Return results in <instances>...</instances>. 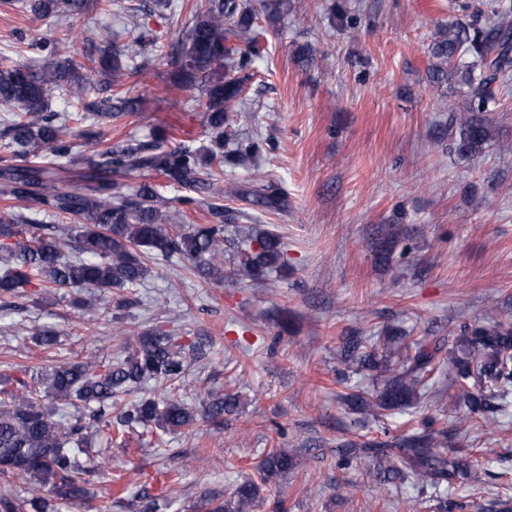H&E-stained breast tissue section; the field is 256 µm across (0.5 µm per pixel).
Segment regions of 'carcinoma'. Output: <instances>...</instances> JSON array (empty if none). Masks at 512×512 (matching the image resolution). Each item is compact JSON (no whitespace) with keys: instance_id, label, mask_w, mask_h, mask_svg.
Instances as JSON below:
<instances>
[{"instance_id":"carcinoma-1","label":"carcinoma","mask_w":512,"mask_h":512,"mask_svg":"<svg viewBox=\"0 0 512 512\" xmlns=\"http://www.w3.org/2000/svg\"><path fill=\"white\" fill-rule=\"evenodd\" d=\"M14 6L47 19L80 12L88 0H14ZM259 44L249 4L211 0L172 47L177 73L187 86L200 85L203 93L199 106L212 138L202 150L189 144L170 147L164 132L148 143L99 138L94 125L138 111L137 98H93L134 69L133 55L121 46L97 48V69L88 78L76 75L64 39H43L49 61L42 64L22 56L0 57V104L13 109L5 118L4 133L12 155L21 159L0 167V194L38 205L33 217L0 218V260L6 263L0 301L29 287L44 293L89 288L101 295L135 288L150 274L151 265L172 257L192 273L223 285L224 208L211 203L222 195L215 169L224 166V129L233 122L228 104L241 94L239 73L250 55L259 52ZM430 55L432 79L442 82L458 74L467 88L469 106L451 112L448 126L459 152H482L491 136L481 112L493 97L475 71L512 69V9L497 11V22L489 29L448 25ZM55 92L76 101L82 115L70 124L59 120L49 109ZM77 138L95 150L74 160L82 185L67 192L61 184L69 180L70 170L56 165L55 158L69 154ZM150 172L193 190L209 205L215 223L176 230L166 223L163 210L169 208V199L157 186L142 182L127 194L115 191L119 180ZM40 213L71 223L42 224L36 218ZM231 245L240 270L253 278L286 265L285 243L272 231L254 229ZM395 246L390 235L371 242L386 264ZM125 345L127 355L114 361L88 359L44 368L38 389L21 380L13 388H0V475L26 484L22 496L0 494V512H56L59 501L86 499L88 485L102 468L101 461L87 454L86 438L93 428L117 435L136 427L174 432L196 421L197 413L174 397H141L123 405L120 399L140 391L147 380L180 381L197 346L160 330L129 336ZM445 347L456 405L466 409L468 418L495 421L512 394V321L463 325L446 345L428 336L414 339L395 328L382 336H350L341 349L343 364L356 374L369 372L376 385L370 395L354 390L340 399L351 410L377 418L409 406L427 387ZM238 402L236 393L211 394L202 416L218 421ZM448 443V430L425 422L391 439L345 438L336 445V464L346 469L363 462L365 474L377 483L411 478L423 488L450 487L469 477L471 468L454 456ZM294 466V456L274 448L262 472L269 476ZM257 498V484L245 480L211 512H253Z\"/></svg>"}]
</instances>
